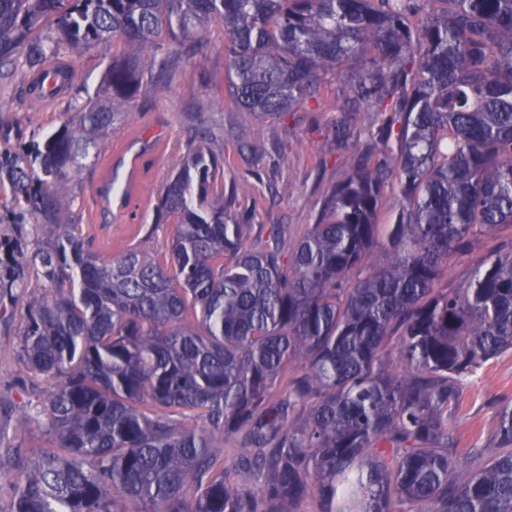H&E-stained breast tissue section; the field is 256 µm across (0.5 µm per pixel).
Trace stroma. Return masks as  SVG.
I'll return each instance as SVG.
<instances>
[{"label":"stroma","instance_id":"obj_1","mask_svg":"<svg viewBox=\"0 0 512 512\" xmlns=\"http://www.w3.org/2000/svg\"><path fill=\"white\" fill-rule=\"evenodd\" d=\"M224 42L221 20H212L206 54L183 57L169 82L121 104L125 121L112 134L108 148L137 150L144 146V135L158 124L166 136L148 145L140 186L146 203L132 221L95 228L84 222L78 225L77 234L101 255L116 256L137 248L157 261L168 260L176 227L154 223L153 209L182 145L197 132L218 141L214 151L224 159L218 184L249 183L247 193L237 194L232 211L251 224L248 244L253 248L276 246L289 252L316 222L327 194L343 177L348 156L338 152L332 140L339 118L338 83L322 88L313 111L288 112L275 121L256 118L238 106L226 87ZM120 50V44L102 43L72 54L68 59L73 72L70 94L43 108L31 103L22 73L1 77L0 150L30 151L58 129L73 106L96 90L106 64ZM510 247L512 226L482 237L469 255L449 258L436 288L462 287L472 277L478 259ZM42 294V289L29 283L0 293V446L27 453L55 445L53 435L34 419L38 393L45 384L26 370L17 351L28 307ZM506 405L512 406V352L485 362L463 391L452 419L461 464L470 465L469 449L496 452L497 412ZM26 413L32 420L25 432H17L16 421Z\"/></svg>","mask_w":512,"mask_h":512}]
</instances>
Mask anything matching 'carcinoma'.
Segmentation results:
<instances>
[{
  "label": "carcinoma",
  "mask_w": 512,
  "mask_h": 512,
  "mask_svg": "<svg viewBox=\"0 0 512 512\" xmlns=\"http://www.w3.org/2000/svg\"><path fill=\"white\" fill-rule=\"evenodd\" d=\"M216 18L242 109L275 120L338 79L333 137L363 148L285 260L248 247L214 191L218 157L191 137L156 207L177 225L170 259L106 258L76 235L69 184L124 122L116 102L164 80L182 47L204 52ZM110 41L123 52L94 95L0 157L13 223L44 230L19 356L49 382L57 441L0 454L18 474L11 512H295L308 497L317 512H512V407L502 451L472 469L451 429L466 382L512 351V250L434 288L448 257L512 224V0H0L1 68L39 74ZM365 110L384 121L363 133Z\"/></svg>",
  "instance_id": "obj_1"
}]
</instances>
